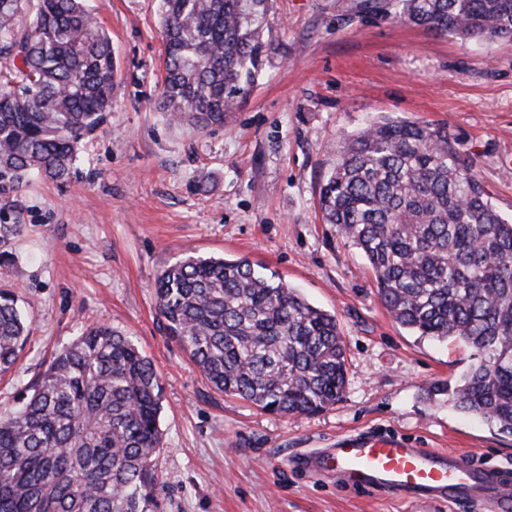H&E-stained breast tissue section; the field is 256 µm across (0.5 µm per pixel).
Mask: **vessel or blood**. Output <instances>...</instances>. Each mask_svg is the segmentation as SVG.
Returning <instances> with one entry per match:
<instances>
[{"mask_svg":"<svg viewBox=\"0 0 512 512\" xmlns=\"http://www.w3.org/2000/svg\"><path fill=\"white\" fill-rule=\"evenodd\" d=\"M323 457L333 461L338 478L362 491L406 494L425 504L461 496L474 512H502L512 500L511 472L478 468L452 454L410 447L397 437L350 436L335 447L300 455L298 462L312 467Z\"/></svg>","mask_w":512,"mask_h":512,"instance_id":"b4317fda","label":"vessel or blood"}]
</instances>
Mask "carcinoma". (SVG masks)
<instances>
[{"label":"carcinoma","mask_w":512,"mask_h":512,"mask_svg":"<svg viewBox=\"0 0 512 512\" xmlns=\"http://www.w3.org/2000/svg\"><path fill=\"white\" fill-rule=\"evenodd\" d=\"M439 35L512 39V0H397ZM271 0H158L165 39L157 107L224 126L270 42ZM116 62L88 0H0V193L75 172L112 108ZM318 204L363 253L405 329L476 352L443 390L460 413L512 435V221L495 209L448 127L382 117L344 138ZM165 328L217 390L263 412L309 415L347 381L336 315L246 259L189 255L155 281ZM30 322L0 289V375ZM161 382L123 332L86 329L0 413V512H158Z\"/></svg>","instance_id":"carcinoma-1"}]
</instances>
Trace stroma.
<instances>
[{
	"label": "stroma",
	"instance_id": "obj_1",
	"mask_svg": "<svg viewBox=\"0 0 512 512\" xmlns=\"http://www.w3.org/2000/svg\"><path fill=\"white\" fill-rule=\"evenodd\" d=\"M117 63L112 109L76 178L0 194L19 225L0 251L31 322L0 379V413L86 327L123 331L162 386L159 512H471L339 486L294 466L369 432L512 470V436L459 413L452 383L471 349L419 337L380 302L359 250L318 209L322 163L370 121L447 125L504 219L512 218V41L475 43L395 21L393 0H273L265 67L223 126H170L156 107L163 34L157 0H91ZM244 258L335 314L343 398L276 415L214 389L168 335L155 280L187 253Z\"/></svg>",
	"mask_w": 512,
	"mask_h": 512
}]
</instances>
